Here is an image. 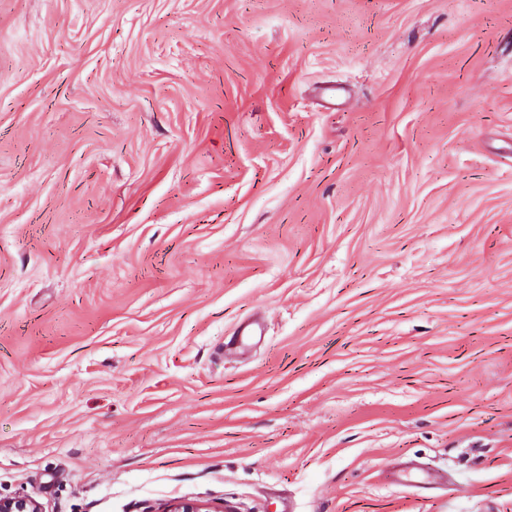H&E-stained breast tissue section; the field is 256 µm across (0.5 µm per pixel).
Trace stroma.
I'll return each mask as SVG.
<instances>
[{
    "mask_svg": "<svg viewBox=\"0 0 512 512\" xmlns=\"http://www.w3.org/2000/svg\"><path fill=\"white\" fill-rule=\"evenodd\" d=\"M25 493L512 512V0H0Z\"/></svg>",
    "mask_w": 512,
    "mask_h": 512,
    "instance_id": "obj_1",
    "label": "stroma"
}]
</instances>
